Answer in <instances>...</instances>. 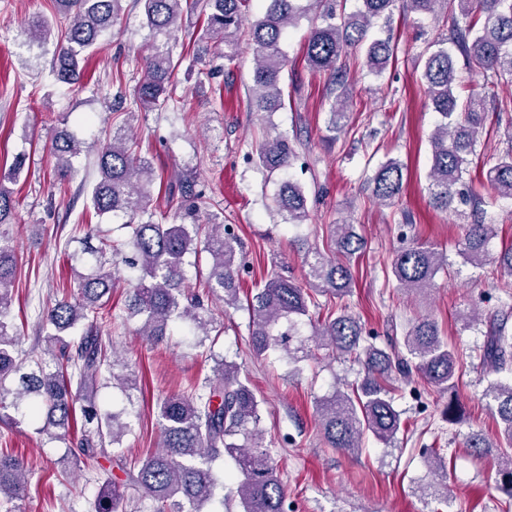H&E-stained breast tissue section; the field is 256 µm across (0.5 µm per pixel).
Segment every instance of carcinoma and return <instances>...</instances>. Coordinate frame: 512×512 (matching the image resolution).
Here are the masks:
<instances>
[{"instance_id":"carcinoma-1","label":"carcinoma","mask_w":512,"mask_h":512,"mask_svg":"<svg viewBox=\"0 0 512 512\" xmlns=\"http://www.w3.org/2000/svg\"><path fill=\"white\" fill-rule=\"evenodd\" d=\"M250 0H136L142 5L146 25L158 34L169 35L178 28L184 10L198 9L205 17L209 38L224 44V59H234L239 40L249 37L254 45L252 105L258 112L280 106V81L288 60L282 49L286 30L297 24L307 8L303 0H265L264 13L249 18ZM397 0H361L362 7L339 15L336 0H312L317 19L307 38L305 61L317 71L337 77L343 74V59L359 55L369 74L379 77L395 58L390 39H374V20L390 18ZM63 24L55 26L46 17L28 23V46L43 48L56 40L51 75L59 83L78 80L81 64L112 32L122 9V0H54ZM406 8L419 16H433L449 25L450 37L431 41L420 56L421 80L435 112L441 116L431 135L432 161L428 173L431 205L447 211L464 198L466 182L486 180L496 200L512 201V149L485 171L471 172L479 130L486 118V95L465 98L456 92L459 53L470 70L479 73L490 90L512 83V0H406ZM468 23L460 24V19ZM179 60L173 47L153 48L143 60L142 76L133 96L145 109L162 107L173 100L174 75ZM85 141L66 128L56 130L51 152L55 173L73 175L74 159L82 154ZM296 152L288 139L266 140L258 153L259 164L270 172L286 169ZM100 178L89 190L91 207L101 216H127V237L102 239L98 247L85 248L70 260L88 269L80 275L72 298H62L42 310L38 327L46 332L44 345L31 352L22 349L17 328L8 320L18 274L15 251L0 242V423L27 420L37 433L65 445V457L78 468L117 448L131 430L129 406L138 389L133 371L115 372L117 356L108 352L98 320L104 298L112 293L119 269L113 257L129 249L122 262L132 271L135 284L129 292V317L141 321L139 333L161 342L177 320L190 327V344L200 347L210 336L216 318L205 307L202 296L188 290L189 256L205 252L210 257L204 282L206 294L235 308L239 303L238 269L242 261L240 239L224 224H159L149 212L148 202L155 185L150 159L132 149L122 129L100 144L96 152ZM405 167L389 158L372 176L373 194L382 203L400 197ZM188 198V213L205 204L193 194L191 175L176 180ZM278 210L288 213L297 226L308 218L307 200L299 185L285 183L275 198ZM14 205L12 192L0 184V225L9 223ZM493 226L477 222L467 225L457 252L464 262L478 268L493 262L512 273V246L491 255ZM364 239L353 224L330 225V248H302L305 282L276 273L248 304L249 331L253 354L260 357L277 350L289 361L297 360L304 346L299 323L318 308L320 296L342 299L351 291L353 275L343 259L361 251ZM448 267V255L431 246L411 243L394 256L391 272L396 287L409 293H428L437 274ZM507 310L489 318L481 352L486 369L508 378L491 383L484 397L498 425L496 436L472 430L465 437L471 456L497 460L496 489L512 507V336ZM313 340L330 346L360 364L362 380L350 390L337 388L319 400L320 430L327 446L357 456L367 436L389 442L400 430L401 413L394 406L393 381L414 374L448 392V422L461 419L458 398L463 364L458 350L442 336L437 322L428 315L409 323L402 341L384 349L362 335L352 315L328 312L314 326ZM212 376L188 393L163 399L158 406L162 423L161 442L132 467L122 454L113 463L125 479L109 470L98 478L95 512H117L132 488L152 500L154 512H208L220 476L217 461L229 458L237 477L233 497L239 512H287L286 492L271 449L264 441L260 401L239 380L240 366L222 355H211ZM118 388L128 406L115 411L99 400L103 387ZM432 480L422 492L448 490L444 481L433 480L445 471L441 448L424 451ZM27 467L24 459L0 451V507L24 497Z\"/></svg>"}]
</instances>
